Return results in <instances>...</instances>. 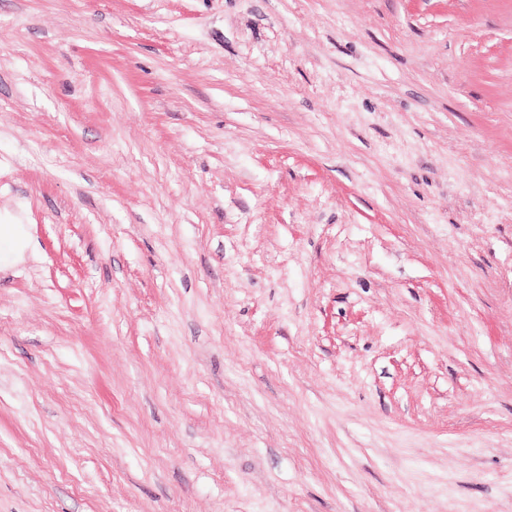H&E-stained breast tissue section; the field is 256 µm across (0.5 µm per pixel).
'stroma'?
<instances>
[{"label": "stroma", "mask_w": 512, "mask_h": 512, "mask_svg": "<svg viewBox=\"0 0 512 512\" xmlns=\"http://www.w3.org/2000/svg\"><path fill=\"white\" fill-rule=\"evenodd\" d=\"M0 512H512V0H0Z\"/></svg>", "instance_id": "stroma-1"}]
</instances>
